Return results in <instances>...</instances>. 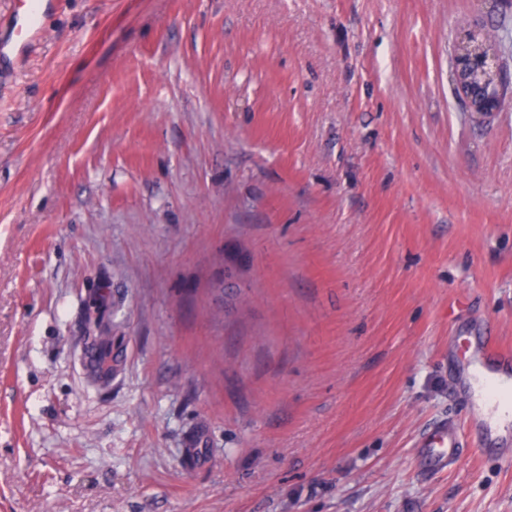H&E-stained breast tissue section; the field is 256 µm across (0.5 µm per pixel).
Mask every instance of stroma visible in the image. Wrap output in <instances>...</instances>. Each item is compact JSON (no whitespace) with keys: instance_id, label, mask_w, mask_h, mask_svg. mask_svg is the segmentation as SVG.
I'll return each mask as SVG.
<instances>
[{"instance_id":"obj_1","label":"stroma","mask_w":512,"mask_h":512,"mask_svg":"<svg viewBox=\"0 0 512 512\" xmlns=\"http://www.w3.org/2000/svg\"><path fill=\"white\" fill-rule=\"evenodd\" d=\"M512 0H61L0 72V512H512L426 470L512 350ZM108 337L114 358L101 375ZM509 357L510 350L504 352L495 343H488L483 350L474 354L476 363L472 367V378L480 385L485 404L499 407L502 393H509L511 408L509 406L507 409L508 416L510 413L512 415V375L510 376ZM491 359L496 362L494 368L481 364H489ZM429 468L444 469L457 464L461 458L460 448H466L467 441L457 428L455 422L448 419L437 426L422 441Z\"/></svg>"}]
</instances>
